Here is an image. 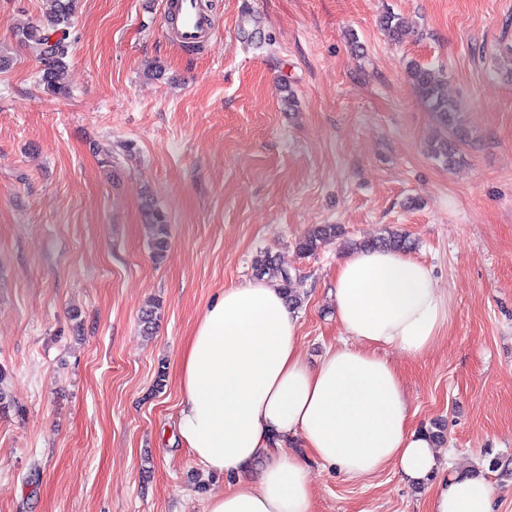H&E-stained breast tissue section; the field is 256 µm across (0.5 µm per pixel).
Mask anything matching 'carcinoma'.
Wrapping results in <instances>:
<instances>
[{
  "mask_svg": "<svg viewBox=\"0 0 512 512\" xmlns=\"http://www.w3.org/2000/svg\"><path fill=\"white\" fill-rule=\"evenodd\" d=\"M47 14L51 29L30 26L21 32L20 41L29 53L41 64L40 82L48 92L54 95H66L68 89L62 82L66 69V59L70 56L71 43L66 34L55 35L58 27H67L75 13L76 0H46ZM382 29L393 40L401 39L406 33V21L399 15L389 12L380 20ZM408 78L421 103L434 114L442 135L430 145L431 155L445 166L451 168L461 158L463 143L459 114L460 104L448 99L443 93L441 73L413 63L408 68ZM145 210L152 230L150 242L156 259H161L168 246V222L163 213L156 209L152 199H145ZM340 236V228L335 224H319L310 229L298 241V248L306 254H314L323 246ZM373 246L395 251L408 248L407 238L398 232H389ZM257 275L266 276L276 282L282 291L288 306L298 309L302 306L305 292L302 281L281 266L271 256L260 261L256 266Z\"/></svg>",
  "mask_w": 512,
  "mask_h": 512,
  "instance_id": "obj_1",
  "label": "carcinoma"
}]
</instances>
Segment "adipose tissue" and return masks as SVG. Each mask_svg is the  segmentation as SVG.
Instances as JSON below:
<instances>
[{"instance_id":"1","label":"adipose tissue","mask_w":512,"mask_h":512,"mask_svg":"<svg viewBox=\"0 0 512 512\" xmlns=\"http://www.w3.org/2000/svg\"><path fill=\"white\" fill-rule=\"evenodd\" d=\"M344 343L316 366L300 352L298 319L266 281L230 287L199 319L180 361L177 434L206 470L236 474L208 512H313L312 454L365 479L396 468L413 485L440 469V451L411 426L396 367L380 351L426 353L448 302L424 263L375 248L349 255L332 291ZM299 440L302 452L289 450ZM493 487L457 472L430 512H492Z\"/></svg>"}]
</instances>
